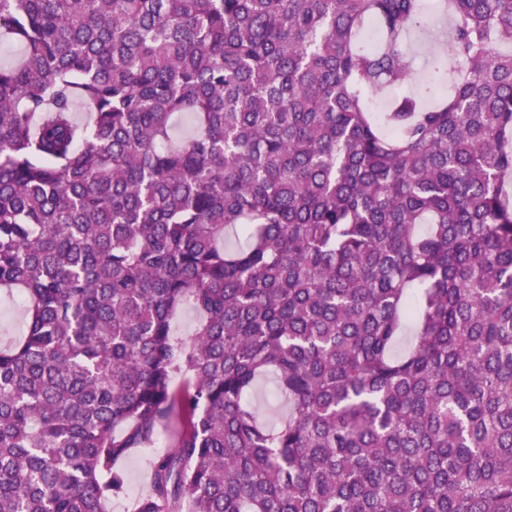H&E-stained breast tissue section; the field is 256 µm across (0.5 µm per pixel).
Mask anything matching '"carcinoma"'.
I'll use <instances>...</instances> for the list:
<instances>
[{
  "instance_id": "1",
  "label": "carcinoma",
  "mask_w": 512,
  "mask_h": 512,
  "mask_svg": "<svg viewBox=\"0 0 512 512\" xmlns=\"http://www.w3.org/2000/svg\"><path fill=\"white\" fill-rule=\"evenodd\" d=\"M0 44V512H108L175 417L135 512H512V0H0ZM26 324L25 316L18 300L0 297V332L10 336H23ZM198 324V317L193 311L182 309L174 319L173 333L175 337L187 341L192 337ZM273 388L272 377L265 376L251 396L252 403L260 408L263 419L269 424H277L287 413L286 405L273 399Z\"/></svg>"
}]
</instances>
